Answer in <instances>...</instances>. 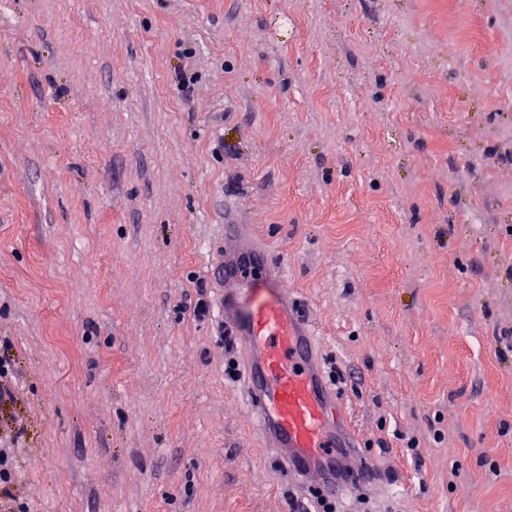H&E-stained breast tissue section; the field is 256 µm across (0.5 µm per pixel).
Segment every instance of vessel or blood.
Returning a JSON list of instances; mask_svg holds the SVG:
<instances>
[{"label":"vessel or blood","instance_id":"vessel-or-blood-1","mask_svg":"<svg viewBox=\"0 0 512 512\" xmlns=\"http://www.w3.org/2000/svg\"><path fill=\"white\" fill-rule=\"evenodd\" d=\"M218 278L224 327L237 338L244 364L242 404L281 474L333 497L356 487L376 490L378 474L364 463L347 408L324 375L311 323L268 250L230 218Z\"/></svg>","mask_w":512,"mask_h":512}]
</instances>
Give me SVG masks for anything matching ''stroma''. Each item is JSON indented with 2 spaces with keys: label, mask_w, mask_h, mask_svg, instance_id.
<instances>
[{
  "label": "stroma",
  "mask_w": 512,
  "mask_h": 512,
  "mask_svg": "<svg viewBox=\"0 0 512 512\" xmlns=\"http://www.w3.org/2000/svg\"><path fill=\"white\" fill-rule=\"evenodd\" d=\"M512 0H0V359L29 512H292L225 373L224 217L384 489L512 512ZM0 501V512H16Z\"/></svg>",
  "instance_id": "stroma-1"
}]
</instances>
